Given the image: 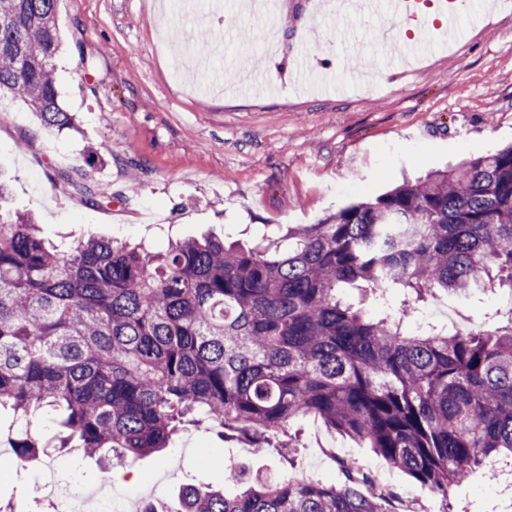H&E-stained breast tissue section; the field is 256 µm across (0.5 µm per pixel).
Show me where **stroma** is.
I'll use <instances>...</instances> for the list:
<instances>
[{"instance_id":"stroma-1","label":"stroma","mask_w":512,"mask_h":512,"mask_svg":"<svg viewBox=\"0 0 512 512\" xmlns=\"http://www.w3.org/2000/svg\"><path fill=\"white\" fill-rule=\"evenodd\" d=\"M271 2L269 20L291 57L303 39L319 38L329 61L322 73L296 62L288 74L268 72L260 22L234 6L217 17L210 0L193 12L180 0H57L55 77L77 128H43L23 101L0 95V179L11 186V208L33 213L52 242L94 235L158 251L214 234L248 245L512 144V0L487 10L465 0L463 38L407 63L370 47L356 53L342 31L360 17L345 19L321 0ZM199 32L210 38L212 68L189 73L179 52ZM90 143L104 158L92 178L112 195L101 206L85 204L62 178L83 165ZM422 308L452 314L463 329L508 316L496 295L479 290L440 291ZM52 418L43 409L27 424L0 412V452L26 432L48 446L46 456L0 478V504L12 512H54L38 492L45 472L64 486L102 480L79 451L51 447ZM288 431L295 450L286 460L278 449L188 426L165 463L127 460L142 483L113 487L173 512L181 487L222 485L231 461L331 485L341 482L336 461L345 458L396 492V512H512V478L492 482L478 469L443 499L367 442L310 418Z\"/></svg>"}]
</instances>
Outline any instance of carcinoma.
Returning <instances> with one entry per match:
<instances>
[{
  "instance_id": "obj_1",
  "label": "carcinoma",
  "mask_w": 512,
  "mask_h": 512,
  "mask_svg": "<svg viewBox=\"0 0 512 512\" xmlns=\"http://www.w3.org/2000/svg\"><path fill=\"white\" fill-rule=\"evenodd\" d=\"M56 0H0V92L75 129L59 102ZM85 166L63 175L95 206ZM512 292V145L406 182L244 248L217 237L154 252L101 237L52 244L0 207V409L56 411L60 448L104 460L169 447L190 423L265 447L299 417L368 441L448 498L492 455L512 457V322L407 330L440 288ZM395 315L371 318L348 294ZM19 460L39 455L27 435ZM342 482L270 481L224 466L225 490L184 487L178 512H391L392 491L345 459Z\"/></svg>"
}]
</instances>
